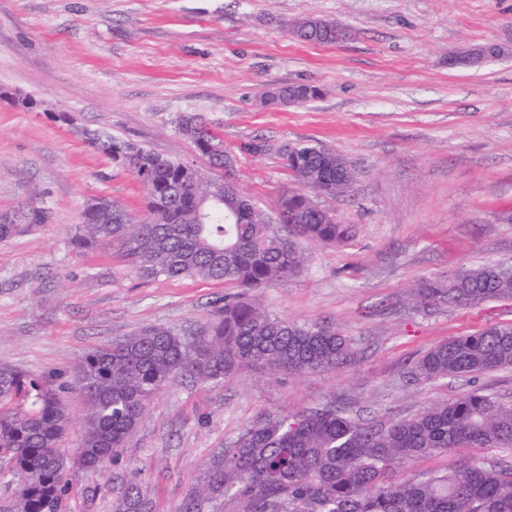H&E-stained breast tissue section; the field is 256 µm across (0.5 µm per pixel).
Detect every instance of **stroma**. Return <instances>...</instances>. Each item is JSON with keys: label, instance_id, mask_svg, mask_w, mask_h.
<instances>
[{"label": "stroma", "instance_id": "1", "mask_svg": "<svg viewBox=\"0 0 512 512\" xmlns=\"http://www.w3.org/2000/svg\"><path fill=\"white\" fill-rule=\"evenodd\" d=\"M305 18L339 21L351 36L302 41L294 27ZM485 43L501 55L449 67V56ZM299 84L316 96L268 101ZM185 113L212 123L239 190L272 222L298 188L278 146L346 159L350 188L322 204L353 225L352 238L302 241L300 272L256 299L280 318L339 331L358 360L326 373L244 368L219 384L179 378L118 465L76 474L69 512H112L113 478L133 469L158 512H179L225 446L268 414L333 403L385 423L475 388L512 404V369L432 383L407 375L433 343L512 323V299L424 311L414 296L425 279L512 265V0H0V224L22 223L33 205L48 211L0 242V364L70 380L103 343L149 325L190 334L208 321L224 283L144 278L117 245L73 243L89 199L136 215L147 201L86 131L208 168L177 129ZM255 138L272 152L242 151ZM472 456L512 462L500 448H459L397 471L421 478Z\"/></svg>", "mask_w": 512, "mask_h": 512}]
</instances>
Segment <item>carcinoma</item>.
<instances>
[{
	"label": "carcinoma",
	"mask_w": 512,
	"mask_h": 512,
	"mask_svg": "<svg viewBox=\"0 0 512 512\" xmlns=\"http://www.w3.org/2000/svg\"><path fill=\"white\" fill-rule=\"evenodd\" d=\"M199 114H184L178 130L215 168L228 151ZM113 164L147 188L142 217L112 205V213L84 208L76 244H120L123 257L148 278L201 277L236 289L211 313L201 338L146 326L86 354L73 381L0 367V460L12 470L6 512H63L74 490L71 473L100 475L103 457L117 464L157 394L189 375L221 382L243 367L270 372L321 373L353 362L358 351L336 331L308 327L266 313L248 293L297 273L301 240L340 246L353 234L328 209L306 197L320 189L336 196L340 155L296 145L283 155L302 186L281 198L284 228L269 223L237 193V214L215 196L224 183L193 165L140 144L109 136L98 146ZM423 306L467 305L512 298V267L484 265L458 271L448 281L424 280ZM512 368V324L452 336L421 352L411 379L433 382L477 377ZM79 388L88 420L76 451L62 438L70 424L64 393ZM453 448L512 450V405L481 389L387 424L365 421L332 405L268 416L245 428L212 467L207 482L189 490L184 504L233 503L238 512H512V465L473 458L425 479L399 477L396 465L435 457ZM112 512H154L139 472L123 475Z\"/></svg>",
	"instance_id": "cac0c4a2"
}]
</instances>
